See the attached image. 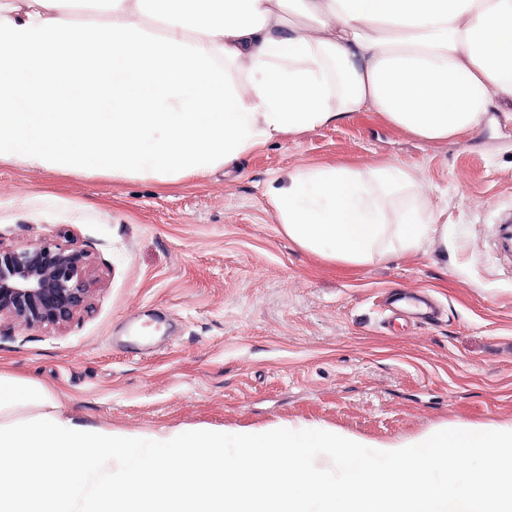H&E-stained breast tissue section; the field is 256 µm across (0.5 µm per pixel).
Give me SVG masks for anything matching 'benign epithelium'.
Listing matches in <instances>:
<instances>
[{"label":"benign epithelium","mask_w":512,"mask_h":512,"mask_svg":"<svg viewBox=\"0 0 512 512\" xmlns=\"http://www.w3.org/2000/svg\"><path fill=\"white\" fill-rule=\"evenodd\" d=\"M89 253L53 243L0 245V335L14 325L63 327L91 309Z\"/></svg>","instance_id":"1"}]
</instances>
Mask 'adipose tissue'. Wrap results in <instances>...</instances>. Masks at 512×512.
<instances>
[{
	"mask_svg": "<svg viewBox=\"0 0 512 512\" xmlns=\"http://www.w3.org/2000/svg\"><path fill=\"white\" fill-rule=\"evenodd\" d=\"M82 8L105 23L71 26ZM499 97L512 0H0V160L32 169L178 179L365 110L445 140ZM416 187L395 164L312 166L267 195L299 248L361 266L438 233Z\"/></svg>",
	"mask_w": 512,
	"mask_h": 512,
	"instance_id": "ef3b65f1",
	"label": "adipose tissue"
}]
</instances>
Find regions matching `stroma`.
Here are the masks:
<instances>
[{
	"label": "stroma",
	"mask_w": 512,
	"mask_h": 512,
	"mask_svg": "<svg viewBox=\"0 0 512 512\" xmlns=\"http://www.w3.org/2000/svg\"><path fill=\"white\" fill-rule=\"evenodd\" d=\"M397 164L448 220L420 252L359 267L297 248L267 187L314 166ZM512 211V99L478 128L419 139L384 113L287 135L176 182L0 160V245L90 253L92 308L0 337V380L45 398L0 424L64 417L132 434L328 428L365 445L512 425V271L492 250ZM387 291H424L431 318Z\"/></svg>",
	"instance_id": "35a3bbf8"
}]
</instances>
